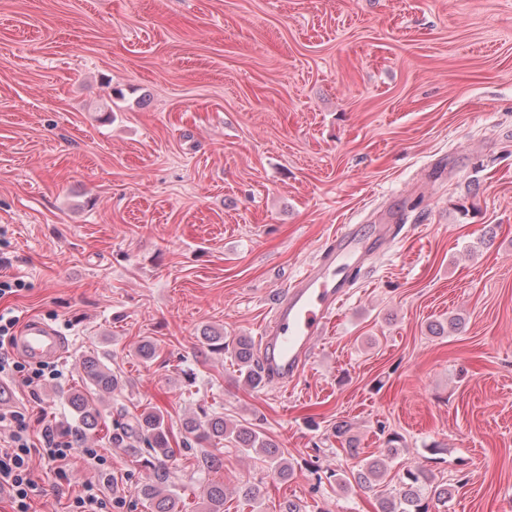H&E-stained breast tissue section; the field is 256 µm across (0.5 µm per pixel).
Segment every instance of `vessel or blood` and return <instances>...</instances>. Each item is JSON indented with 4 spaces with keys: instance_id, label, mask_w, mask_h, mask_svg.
<instances>
[{
    "instance_id": "obj_1",
    "label": "vessel or blood",
    "mask_w": 512,
    "mask_h": 512,
    "mask_svg": "<svg viewBox=\"0 0 512 512\" xmlns=\"http://www.w3.org/2000/svg\"><path fill=\"white\" fill-rule=\"evenodd\" d=\"M364 246L353 227H341L324 246L317 263L275 297L259 346L260 366L267 382L285 385L302 374L316 341L352 286L346 272L357 262ZM62 343L52 327L31 319L22 326L15 345L27 357L41 359L59 355Z\"/></svg>"
}]
</instances>
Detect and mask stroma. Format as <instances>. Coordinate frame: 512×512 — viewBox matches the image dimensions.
Returning <instances> with one entry per match:
<instances>
[{
	"label": "stroma",
	"mask_w": 512,
	"mask_h": 512,
	"mask_svg": "<svg viewBox=\"0 0 512 512\" xmlns=\"http://www.w3.org/2000/svg\"><path fill=\"white\" fill-rule=\"evenodd\" d=\"M391 223L297 381L252 390L199 357L204 329L257 337L339 226L372 246ZM0 275L26 284L0 309L64 339L62 377L6 381L7 407L74 427L81 357L107 350L103 421L203 407L295 465L284 483L225 443V512H372L316 479L347 467L340 422L459 484L446 512H512V0H0ZM89 439L111 468L75 458L62 487L32 457L35 512L88 479L145 512L144 471ZM171 471L201 512L193 458Z\"/></svg>",
	"instance_id": "1"
}]
</instances>
